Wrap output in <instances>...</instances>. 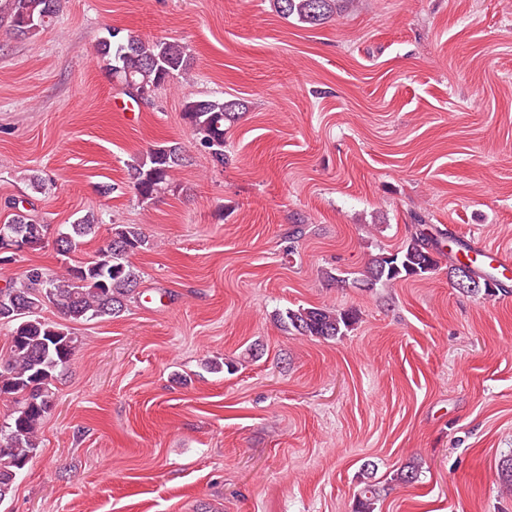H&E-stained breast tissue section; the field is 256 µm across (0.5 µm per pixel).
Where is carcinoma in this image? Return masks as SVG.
<instances>
[{
    "instance_id": "carcinoma-1",
    "label": "carcinoma",
    "mask_w": 512,
    "mask_h": 512,
    "mask_svg": "<svg viewBox=\"0 0 512 512\" xmlns=\"http://www.w3.org/2000/svg\"><path fill=\"white\" fill-rule=\"evenodd\" d=\"M275 12L314 28L354 7V0H272ZM59 0H0V17L10 20L18 36L49 27L57 17ZM96 55L105 71L136 102L149 103L156 91L187 75L194 57L177 40H146L121 35L112 29L98 41ZM245 109L239 99L212 97L186 102L183 116L189 124L195 146L208 151L214 162L225 164L226 127L235 123ZM186 162V148L177 141L156 144L126 164L129 186L141 200H152L171 185L174 173ZM99 218L89 211L77 218L54 241L57 254L66 256L82 239L97 234ZM43 247L48 225L18 210L0 234ZM148 239L137 224H114L106 244L90 261L64 267V272L49 275L38 268L25 271L20 278L9 277L0 288V328L8 336L6 358L0 359V397L13 403L8 418L0 424V503L13 489L18 476L32 461L39 448V433L53 409V387L58 374L72 361L76 339L63 323L50 322L42 311L55 306L69 322H88L98 318H117L127 303L138 294L141 272L130 257L144 249ZM448 258V273L458 278L462 262L453 248H444L443 235L435 234L423 218H418L410 236L394 251L383 250L365 263L361 277L349 281L326 272L327 278L344 288L359 285L373 288L423 277L437 270ZM473 289L463 292L494 296L509 289L479 273L473 263L465 264ZM277 321L288 333L325 341L347 333L358 321L354 310L335 307L288 308ZM375 466H361V488L355 512H375L384 488L372 481ZM420 465L412 463L398 470L394 480L401 484L418 481ZM500 484L512 490V455L500 459Z\"/></svg>"
}]
</instances>
